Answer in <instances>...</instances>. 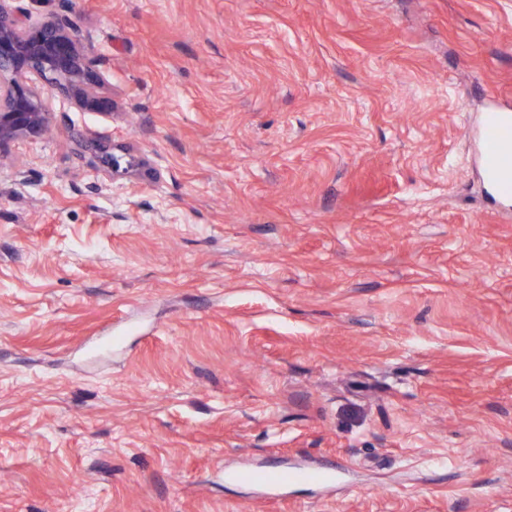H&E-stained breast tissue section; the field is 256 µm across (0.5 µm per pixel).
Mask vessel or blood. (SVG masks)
<instances>
[{
  "instance_id": "b4317fda",
  "label": "vessel or blood",
  "mask_w": 512,
  "mask_h": 512,
  "mask_svg": "<svg viewBox=\"0 0 512 512\" xmlns=\"http://www.w3.org/2000/svg\"><path fill=\"white\" fill-rule=\"evenodd\" d=\"M482 139L486 181L500 198L512 199V113L499 110L488 112L482 127ZM338 475L335 469L301 466L286 474L268 475L263 491L273 495L293 482L329 486L335 483Z\"/></svg>"
}]
</instances>
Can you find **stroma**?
Returning <instances> with one entry per match:
<instances>
[{
  "mask_svg": "<svg viewBox=\"0 0 512 512\" xmlns=\"http://www.w3.org/2000/svg\"><path fill=\"white\" fill-rule=\"evenodd\" d=\"M17 5L114 109L0 160V512H512V0ZM487 183L504 200L512 199V113L488 112L482 127ZM343 468L333 470H322L310 466H301L295 468L286 474H268L263 484V492L268 495H275L281 488L288 483L308 482L320 486H330L336 482V478L342 473Z\"/></svg>",
  "mask_w": 512,
  "mask_h": 512,
  "instance_id": "1",
  "label": "stroma"
}]
</instances>
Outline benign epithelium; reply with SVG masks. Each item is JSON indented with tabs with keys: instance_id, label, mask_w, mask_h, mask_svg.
<instances>
[{
	"instance_id": "1",
	"label": "benign epithelium",
	"mask_w": 512,
	"mask_h": 512,
	"mask_svg": "<svg viewBox=\"0 0 512 512\" xmlns=\"http://www.w3.org/2000/svg\"><path fill=\"white\" fill-rule=\"evenodd\" d=\"M12 2L0 0V153L50 128L51 113L31 86L32 75L80 110L108 116L113 108L112 99L100 92L107 73L72 22L55 16L28 26Z\"/></svg>"
}]
</instances>
